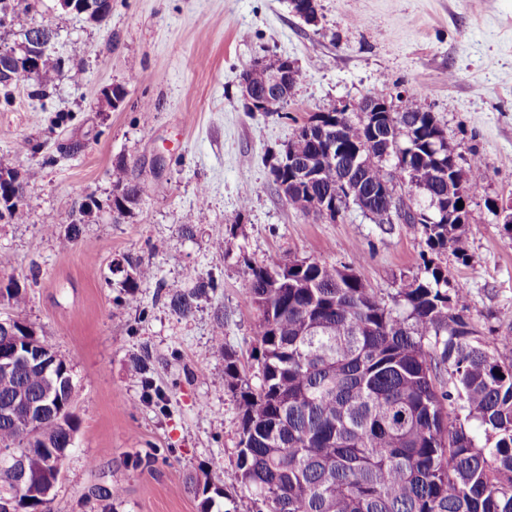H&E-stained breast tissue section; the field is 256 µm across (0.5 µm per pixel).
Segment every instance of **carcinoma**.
I'll list each match as a JSON object with an SVG mask.
<instances>
[{"label":"carcinoma","mask_w":512,"mask_h":512,"mask_svg":"<svg viewBox=\"0 0 512 512\" xmlns=\"http://www.w3.org/2000/svg\"><path fill=\"white\" fill-rule=\"evenodd\" d=\"M23 8L0 0V28L16 27L21 42L41 34ZM62 61L45 50L31 80L29 95L43 99L61 71ZM378 122L376 129L359 113L338 123L330 112L300 126L288 144L297 158L317 149L321 126H332L337 139L359 148L350 175L352 198L374 215L386 201L374 194L386 179V150L398 146L418 161L408 186L427 202L445 208L448 180L430 171L457 176L475 193L483 181L480 160L457 172L438 166L428 142L411 133L417 123L438 125L420 99ZM337 168L327 166L314 182L286 185L284 197L307 212L314 202L341 189ZM112 204L117 217L138 204L137 183L117 176ZM92 208L82 203L71 218L66 243H75ZM27 204L0 208V221L21 223ZM430 252L460 250L461 236L451 224H424ZM135 277L129 290L151 279L154 269L127 258ZM290 284L273 287L269 266H251L246 297L258 311L254 335L260 344L251 388L234 355L224 352V383L240 389L242 418L238 451L240 497L249 512H512V336L485 342L469 314L467 289L448 286V270L432 260L423 273L386 300L366 288L357 275L318 261L288 271ZM214 288L201 281L191 292H175L171 306L188 316L199 294ZM14 309L26 306L21 288L0 291ZM54 381L48 414L37 427L40 438L24 443L19 429L0 422V450L29 448V467L42 477L63 465L67 432L77 430L69 409L70 370L63 361L48 374L23 369L0 378V403L18 387L37 394ZM48 486L15 491L0 481V512H49ZM201 512H209L224 488L209 480L197 484ZM214 496H209V493Z\"/></svg>","instance_id":"obj_1"}]
</instances>
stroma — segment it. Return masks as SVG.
<instances>
[{
    "mask_svg": "<svg viewBox=\"0 0 512 512\" xmlns=\"http://www.w3.org/2000/svg\"><path fill=\"white\" fill-rule=\"evenodd\" d=\"M317 20L289 0H112L103 24L36 0L66 62L49 98L19 82L0 102V169L26 176L28 217L0 222V287L16 283L15 315L66 362L78 429L51 512H199L198 481L237 483L242 408L224 384V353L257 370L250 267L293 258L350 268L389 297L423 270L417 224H377L356 206L331 220L288 205L271 168L298 125L370 93L425 102L461 165L479 159L461 251L435 262L469 291L486 341L512 333V233L493 211L512 205V0H316ZM285 57L301 71L282 112L247 111L241 75ZM124 89L116 105L110 88ZM78 143V153L66 152ZM141 202L112 217L117 169ZM99 207L62 243L86 195ZM194 217L192 235L181 226ZM56 222L48 233L47 222ZM131 256L153 279L134 290L113 273ZM215 287L189 316L169 293ZM224 344L216 346V322ZM146 353L150 374L137 373ZM118 498L88 500L95 488Z\"/></svg>",
    "mask_w": 512,
    "mask_h": 512,
    "instance_id": "obj_1",
    "label": "stroma"
}]
</instances>
